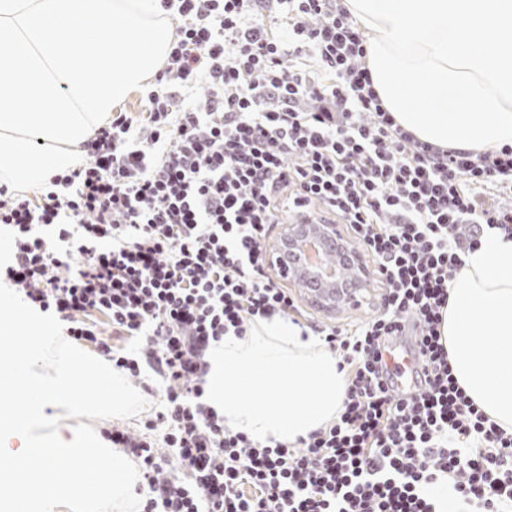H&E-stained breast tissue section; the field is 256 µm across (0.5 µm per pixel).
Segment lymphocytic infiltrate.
<instances>
[{"mask_svg":"<svg viewBox=\"0 0 512 512\" xmlns=\"http://www.w3.org/2000/svg\"><path fill=\"white\" fill-rule=\"evenodd\" d=\"M163 5L178 25L145 112L113 113L39 196L0 188L10 285L67 339L159 385L140 433L108 435L139 464L141 512H434L423 489L441 478L456 512H512V433L457 385L440 331L466 253L512 237V146L475 156L402 129L344 0ZM312 209L370 257L378 305L345 327L310 323L340 358L342 411L268 445L206 403L208 354L300 313L267 232ZM402 336L416 343L409 396L384 359Z\"/></svg>","mask_w":512,"mask_h":512,"instance_id":"1","label":"lymphocytic infiltrate"}]
</instances>
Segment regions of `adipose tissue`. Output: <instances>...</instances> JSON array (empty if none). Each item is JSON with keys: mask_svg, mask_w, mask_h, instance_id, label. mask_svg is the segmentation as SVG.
Instances as JSON below:
<instances>
[{"mask_svg": "<svg viewBox=\"0 0 512 512\" xmlns=\"http://www.w3.org/2000/svg\"><path fill=\"white\" fill-rule=\"evenodd\" d=\"M441 341L458 386L512 432V239L488 234L449 288Z\"/></svg>", "mask_w": 512, "mask_h": 512, "instance_id": "adipose-tissue-1", "label": "adipose tissue"}]
</instances>
